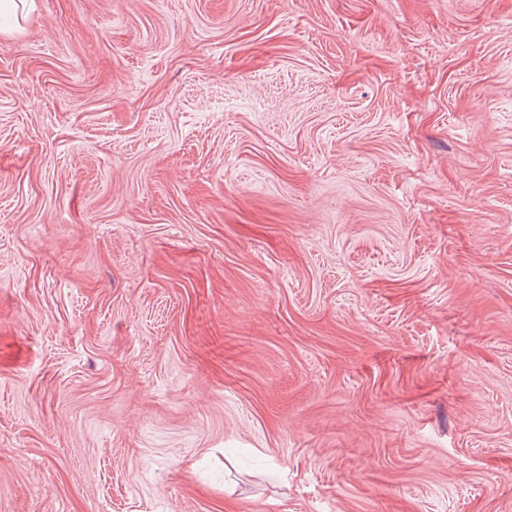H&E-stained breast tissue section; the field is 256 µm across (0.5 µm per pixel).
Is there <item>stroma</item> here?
<instances>
[{
  "label": "stroma",
  "instance_id": "stroma-1",
  "mask_svg": "<svg viewBox=\"0 0 512 512\" xmlns=\"http://www.w3.org/2000/svg\"><path fill=\"white\" fill-rule=\"evenodd\" d=\"M0 512H512V0L0 15Z\"/></svg>",
  "mask_w": 512,
  "mask_h": 512
}]
</instances>
